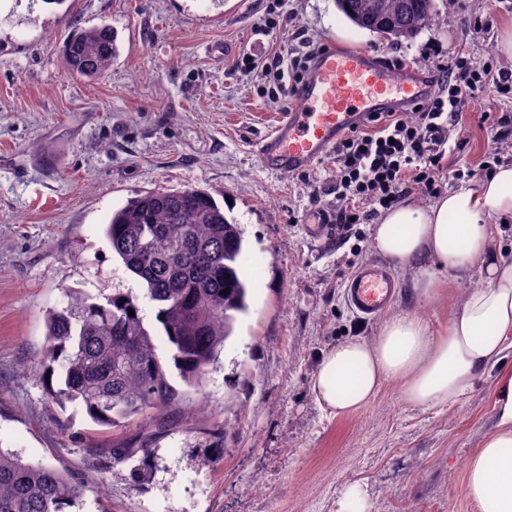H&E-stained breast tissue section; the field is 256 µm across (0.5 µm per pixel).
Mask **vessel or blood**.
Instances as JSON below:
<instances>
[{
    "label": "vessel or blood",
    "instance_id": "1",
    "mask_svg": "<svg viewBox=\"0 0 512 512\" xmlns=\"http://www.w3.org/2000/svg\"><path fill=\"white\" fill-rule=\"evenodd\" d=\"M435 89L432 74L409 69L398 74L378 58L359 50L326 48L311 62L292 111L261 141L262 166L294 173L328 157L348 130L375 112L422 105ZM329 215L319 211L302 226L304 235L320 241L330 234ZM399 279L380 261L364 263L347 280L345 295L356 314L370 320L397 296Z\"/></svg>",
    "mask_w": 512,
    "mask_h": 512
}]
</instances>
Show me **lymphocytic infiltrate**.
Returning a JSON list of instances; mask_svg holds the SVG:
<instances>
[{"mask_svg":"<svg viewBox=\"0 0 512 512\" xmlns=\"http://www.w3.org/2000/svg\"><path fill=\"white\" fill-rule=\"evenodd\" d=\"M318 50L317 44L303 40L288 55H274L277 96L296 94ZM488 92L512 93V70H496L465 51L454 52L448 65L438 67L436 89L425 105L373 117L366 127L338 141L336 172L313 186L311 200L334 196L338 207L333 222L343 230L354 222L370 223L416 190L438 193L452 150L450 133L462 118V107Z\"/></svg>","mask_w":512,"mask_h":512,"instance_id":"lymphocytic-infiltrate-1","label":"lymphocytic infiltrate"}]
</instances>
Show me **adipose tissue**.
Here are the masks:
<instances>
[{"label":"adipose tissue","mask_w":512,"mask_h":512,"mask_svg":"<svg viewBox=\"0 0 512 512\" xmlns=\"http://www.w3.org/2000/svg\"><path fill=\"white\" fill-rule=\"evenodd\" d=\"M508 218L512 164L429 205L408 201L379 217L374 245L416 271V300L438 296L442 271L462 279L475 270L483 283L467 291L443 328L406 308L391 314L373 340L350 338L327 350L311 382L321 410L355 414L387 385L408 407H443L464 395L479 374L498 368L512 349V262L500 256L491 223ZM497 381L496 428L469 459L464 489L484 512H512V369L499 370Z\"/></svg>","instance_id":"1"}]
</instances>
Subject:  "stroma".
<instances>
[{
	"mask_svg": "<svg viewBox=\"0 0 512 512\" xmlns=\"http://www.w3.org/2000/svg\"><path fill=\"white\" fill-rule=\"evenodd\" d=\"M0 0V446L81 479L80 512H337L358 489L364 512H482L465 495L468 459L496 427V371L478 376L454 403L403 405L385 387L354 415L322 411L311 380L327 349L372 340L382 322H361L343 286L379 259L368 224L346 237L308 240L312 211L296 175L260 163L257 146L285 110L267 94L262 69H239L242 53L294 49L296 37L403 56L435 68L428 44L467 50L478 63L512 68L498 50L512 28L503 0H435L431 24L409 39L359 28L336 0ZM110 23L119 52L93 78L68 74L66 42ZM474 105L451 135L459 150L448 171L477 168L499 143L479 126ZM186 186L209 192L246 240L242 268L248 314L211 365L201 392L182 401L173 428L152 418L117 428L93 422L80 404H56L35 372L46 346L45 317L67 290L103 301L114 289L140 296L158 330L144 285L113 253L104 229L114 209L147 191ZM393 309L415 307L447 324L479 273L416 302V273L401 268ZM149 453H140L141 443ZM132 458L113 462V445Z\"/></svg>",
	"mask_w": 512,
	"mask_h": 512,
	"instance_id": "1",
	"label": "stroma"
}]
</instances>
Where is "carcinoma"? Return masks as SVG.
I'll list each match as a JSON object with an SVG mask.
<instances>
[{
    "label": "carcinoma",
    "mask_w": 512,
    "mask_h": 512,
    "mask_svg": "<svg viewBox=\"0 0 512 512\" xmlns=\"http://www.w3.org/2000/svg\"><path fill=\"white\" fill-rule=\"evenodd\" d=\"M339 3L357 26L395 39L429 25L434 7V0ZM116 41L108 25L80 30L65 46V69L78 77L103 74L117 55ZM105 234L124 267L146 284L179 377L200 390L237 316L249 312L251 283L238 262L241 225L209 193L184 187L127 201L112 212ZM46 337L38 374L49 396L61 405L79 403L95 423L114 428L179 404L132 293L117 290L99 303L68 291L66 306L47 314ZM85 491L73 476L0 448V512H71Z\"/></svg>",
    "instance_id": "carcinoma-1"
}]
</instances>
